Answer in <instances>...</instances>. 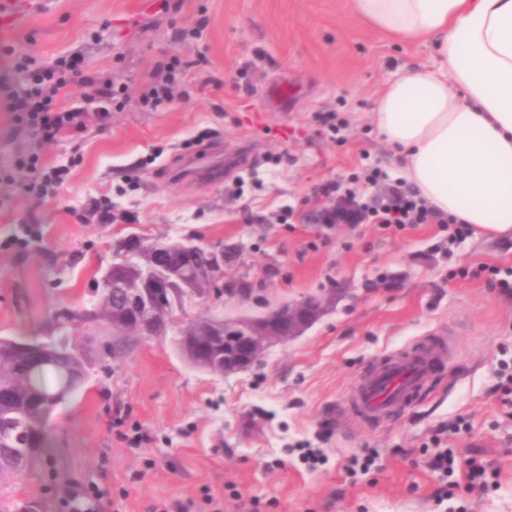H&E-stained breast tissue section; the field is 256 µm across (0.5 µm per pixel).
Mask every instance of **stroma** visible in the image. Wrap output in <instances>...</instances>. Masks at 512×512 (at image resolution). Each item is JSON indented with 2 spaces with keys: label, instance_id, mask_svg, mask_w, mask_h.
<instances>
[{
  "label": "stroma",
  "instance_id": "35a3bbf8",
  "mask_svg": "<svg viewBox=\"0 0 512 512\" xmlns=\"http://www.w3.org/2000/svg\"><path fill=\"white\" fill-rule=\"evenodd\" d=\"M140 0H33L27 20L0 31V336L39 341L60 311L82 307L129 233L224 248L222 304L175 313L260 316L335 290L334 306L303 335L270 346L247 370L218 375L162 338L115 336L72 321L89 377L43 419L45 446L24 476L0 477V512H70L60 489L79 482L100 512H512V418L498 375L512 365V296L452 269L512 272V237L448 243L439 225L403 231L319 223L314 187L338 180L365 203L401 181L398 151L369 120L386 84L433 60L429 46L369 29L350 0H182L173 11ZM46 65L78 55L88 71L138 91L158 59L188 62L175 103L137 100L105 129L47 144L46 162L71 176L56 199L24 195L15 156L27 138L9 97L13 54ZM287 84L288 101L268 88ZM336 113L337 137L316 122ZM222 160L221 179L199 170ZM104 198L112 221L88 203ZM444 339L428 389L392 418L356 413L357 380L416 339ZM115 346L105 356L107 346ZM465 417L470 427L455 430ZM149 439L127 440L135 428ZM476 458L493 488L438 502L445 481L429 466L438 447Z\"/></svg>",
  "mask_w": 512,
  "mask_h": 512
}]
</instances>
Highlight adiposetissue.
I'll return each instance as SVG.
<instances>
[{"mask_svg":"<svg viewBox=\"0 0 512 512\" xmlns=\"http://www.w3.org/2000/svg\"><path fill=\"white\" fill-rule=\"evenodd\" d=\"M370 28L432 43L435 66L387 84L370 115L429 205L512 235V0H351Z\"/></svg>","mask_w":512,"mask_h":512,"instance_id":"obj_1","label":"adipose tissue"}]
</instances>
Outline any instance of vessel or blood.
<instances>
[{"instance_id":"vessel-or-blood-1","label":"vessel or blood","mask_w":512,"mask_h":512,"mask_svg":"<svg viewBox=\"0 0 512 512\" xmlns=\"http://www.w3.org/2000/svg\"><path fill=\"white\" fill-rule=\"evenodd\" d=\"M29 8L30 0H0V27H15ZM445 352L440 341L421 340L406 353L379 363L356 382L352 406L363 416L380 419L409 405L425 387L432 368L444 358Z\"/></svg>"}]
</instances>
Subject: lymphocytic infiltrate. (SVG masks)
Masks as SVG:
<instances>
[{
	"instance_id": "lymphocytic-infiltrate-1",
	"label": "lymphocytic infiltrate",
	"mask_w": 512,
	"mask_h": 512,
	"mask_svg": "<svg viewBox=\"0 0 512 512\" xmlns=\"http://www.w3.org/2000/svg\"><path fill=\"white\" fill-rule=\"evenodd\" d=\"M15 60L18 70L26 72L27 82L12 93L10 110L14 123L32 140L30 148L17 157L15 167L27 175L23 185L25 194L42 201L53 198L70 175L69 168L45 162L41 154L43 144L84 132L90 121H104L112 108L124 106L131 94L128 87H114L111 76L81 70L79 60L71 56L60 57L49 67L38 65L28 54H17ZM185 72L178 57L156 62L138 95L141 107L156 110L173 104L176 86ZM74 87L80 90L81 103L61 105V98ZM86 101L100 102L101 112L89 115L82 107ZM388 192V197L377 204H362L357 201L355 192L342 191L340 183L329 181L315 190L314 197L323 203L319 219L325 224H338L349 217L384 228L444 224L452 227L457 237L470 230L469 225L458 218L434 210L406 184L391 186ZM431 466L442 477L459 476V485L467 493H481L487 488L486 469L476 461H469L464 470H457L453 453L445 450L433 457Z\"/></svg>"
}]
</instances>
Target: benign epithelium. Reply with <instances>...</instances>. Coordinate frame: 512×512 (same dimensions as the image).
Returning a JSON list of instances; mask_svg holds the SVG:
<instances>
[{
	"instance_id": "benign-epithelium-1",
	"label": "benign epithelium",
	"mask_w": 512,
	"mask_h": 512,
	"mask_svg": "<svg viewBox=\"0 0 512 512\" xmlns=\"http://www.w3.org/2000/svg\"><path fill=\"white\" fill-rule=\"evenodd\" d=\"M147 252V264L142 280L136 285L127 283L120 271L122 258L112 256L107 276L112 282V305L121 308L123 319L112 324V334L129 335L139 332L140 326L168 312L170 298L175 294L177 276L168 264V255L178 251L190 254L198 246L187 240H152L143 244ZM214 274L197 278L204 282L202 288L184 289L185 298L207 300L220 291L217 282L224 265V249L208 248ZM336 300V293L329 290L323 294L310 295L301 300L284 303L259 317L193 318L187 321L191 329L184 335L186 347L191 351L188 361L197 367L204 364L196 358L205 355L208 341L220 334L235 343V353L224 355V374L241 372L261 360L266 349L274 343H284L301 335L310 328ZM20 347L29 353L36 367L59 366L57 353L42 344L22 343ZM0 435H4L25 446L27 426L14 421H0Z\"/></svg>"
}]
</instances>
